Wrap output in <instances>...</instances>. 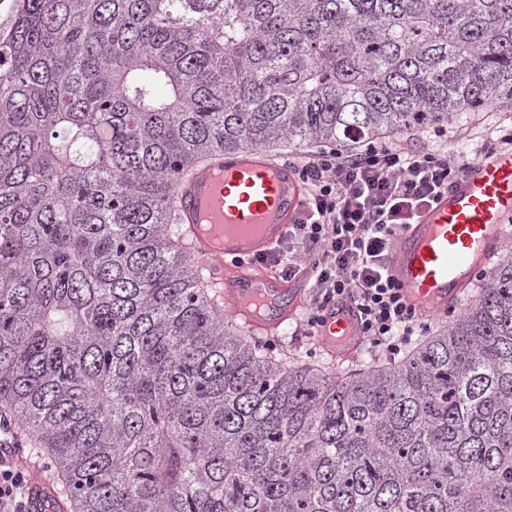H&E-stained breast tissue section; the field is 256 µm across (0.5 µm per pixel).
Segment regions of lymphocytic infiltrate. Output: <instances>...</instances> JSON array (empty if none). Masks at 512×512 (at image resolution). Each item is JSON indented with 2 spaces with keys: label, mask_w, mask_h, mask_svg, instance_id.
<instances>
[{
  "label": "lymphocytic infiltrate",
  "mask_w": 512,
  "mask_h": 512,
  "mask_svg": "<svg viewBox=\"0 0 512 512\" xmlns=\"http://www.w3.org/2000/svg\"><path fill=\"white\" fill-rule=\"evenodd\" d=\"M473 163L378 140L350 151L324 147L294 164L302 209L282 243L257 263L281 279L306 281L303 335L318 336L326 313L344 302L356 311L361 344L388 359L427 330L390 275L396 238ZM34 465L21 453L19 425L1 411L0 512H31Z\"/></svg>",
  "instance_id": "obj_1"
}]
</instances>
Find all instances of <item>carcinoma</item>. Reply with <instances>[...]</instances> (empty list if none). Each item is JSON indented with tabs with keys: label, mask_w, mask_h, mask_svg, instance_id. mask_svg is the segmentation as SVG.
I'll return each mask as SVG.
<instances>
[{
	"label": "carcinoma",
	"mask_w": 512,
	"mask_h": 512,
	"mask_svg": "<svg viewBox=\"0 0 512 512\" xmlns=\"http://www.w3.org/2000/svg\"><path fill=\"white\" fill-rule=\"evenodd\" d=\"M0 405L73 512H512V246L330 377L218 315L172 192L217 150L512 112V0H18L0 24Z\"/></svg>",
	"instance_id": "cac0c4a2"
}]
</instances>
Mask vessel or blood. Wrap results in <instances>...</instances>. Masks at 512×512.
<instances>
[{
    "label": "vessel or blood",
    "instance_id": "obj_1",
    "mask_svg": "<svg viewBox=\"0 0 512 512\" xmlns=\"http://www.w3.org/2000/svg\"><path fill=\"white\" fill-rule=\"evenodd\" d=\"M294 171L264 151L223 153L193 167L173 191L188 255L205 269L225 312L247 331L268 332L300 302L278 275L242 261L281 243L299 211ZM512 236V151L476 163L398 237L391 272L409 304L443 315L459 304L473 275L499 259ZM320 340L333 355L358 348L350 305L329 311Z\"/></svg>",
    "mask_w": 512,
    "mask_h": 512
}]
</instances>
